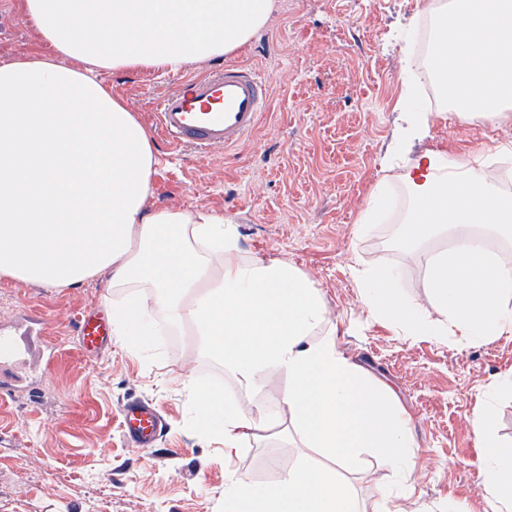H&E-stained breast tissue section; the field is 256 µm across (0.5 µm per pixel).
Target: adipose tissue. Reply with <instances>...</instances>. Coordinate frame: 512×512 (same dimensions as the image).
Masks as SVG:
<instances>
[{"label": "adipose tissue", "instance_id": "ef3b65f1", "mask_svg": "<svg viewBox=\"0 0 512 512\" xmlns=\"http://www.w3.org/2000/svg\"><path fill=\"white\" fill-rule=\"evenodd\" d=\"M274 0H21L30 54L0 61V278L72 288L106 277L112 333L129 346L155 323L191 330L242 395L196 384L198 423L225 451L296 440L278 481L224 487V512H404L395 496L362 503L339 475L361 451L404 470L414 442L395 393L339 349L335 319L297 267L240 246L233 218L153 204V139L101 75L177 71L244 46ZM429 74L446 85L443 118L496 124L512 112V0H429ZM433 151L407 165L413 204L403 255L423 270L440 320H428L384 267L354 274L371 318L406 336L469 346L512 333V192L485 174L502 153ZM150 306H141V292ZM492 512H512V447L489 403L470 417Z\"/></svg>", "mask_w": 512, "mask_h": 512}]
</instances>
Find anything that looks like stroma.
Segmentation results:
<instances>
[{
    "mask_svg": "<svg viewBox=\"0 0 512 512\" xmlns=\"http://www.w3.org/2000/svg\"><path fill=\"white\" fill-rule=\"evenodd\" d=\"M275 2L266 29L232 55L264 74L268 115L226 152L177 150L155 137L154 201L230 216L248 255L298 266L322 290L340 350L395 391L411 417V474L400 483L381 458L363 456L349 476L361 499L402 491L407 512H491L470 416L490 384L512 372V335L472 348L401 335L370 318L352 266L395 267L414 303L437 319L421 269L390 244L409 203L403 167L428 151H462L491 138L512 143V119L497 128L433 120L429 137L398 168L384 169L400 116L405 37L424 27L426 0ZM34 46L18 0H0V59ZM220 66L208 60L175 73L102 78L149 126L164 93ZM381 178L394 214L361 227L359 212ZM108 293L100 278L76 288L0 280V327L30 333L9 372L38 376L36 394L22 384L0 401V512H224L230 477L277 481L297 449L251 443L228 455L223 441L196 427L191 383L204 379L230 393L237 386L222 363L198 356L191 333L167 330L141 349L79 347L77 318L104 309ZM133 399L164 417L156 447H133L124 435L120 407Z\"/></svg>",
    "mask_w": 512,
    "mask_h": 512,
    "instance_id": "obj_1",
    "label": "stroma"
}]
</instances>
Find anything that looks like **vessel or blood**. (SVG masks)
Listing matches in <instances>:
<instances>
[{
	"instance_id": "1",
	"label": "vessel or blood",
	"mask_w": 512,
	"mask_h": 512,
	"mask_svg": "<svg viewBox=\"0 0 512 512\" xmlns=\"http://www.w3.org/2000/svg\"><path fill=\"white\" fill-rule=\"evenodd\" d=\"M268 107L261 73L239 62L181 80L158 101L155 124L172 146L206 152L230 149L251 135ZM81 349L100 351L111 342L105 318L81 313L76 322ZM128 440L138 447L153 446L163 431V420L149 402L133 400L122 408Z\"/></svg>"
}]
</instances>
